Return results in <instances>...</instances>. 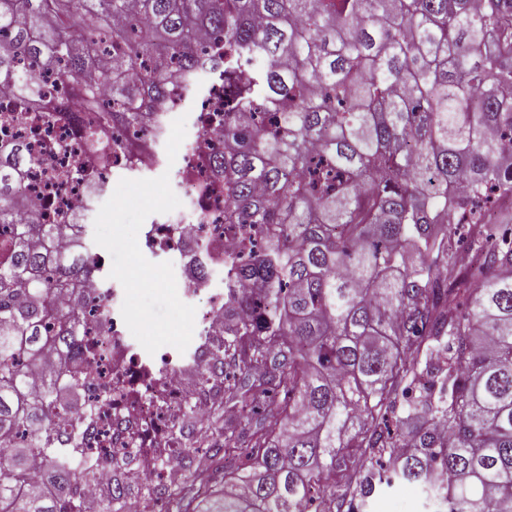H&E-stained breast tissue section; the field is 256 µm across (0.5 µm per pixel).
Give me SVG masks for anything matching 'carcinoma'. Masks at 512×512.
<instances>
[{"instance_id": "carcinoma-1", "label": "carcinoma", "mask_w": 512, "mask_h": 512, "mask_svg": "<svg viewBox=\"0 0 512 512\" xmlns=\"http://www.w3.org/2000/svg\"><path fill=\"white\" fill-rule=\"evenodd\" d=\"M173 66L196 96L224 76L225 221L261 234L224 269L234 327L200 385L240 371L242 410L280 400L247 440L218 427L207 476L139 499L359 512L398 482L429 512H512V234L486 217L512 209V0H0L6 121L46 110L53 75L97 114L103 164L105 128L164 111ZM32 162L0 141V512H83L95 407L57 394L111 352L80 328L102 270L86 224L22 218ZM127 499L114 481L102 512Z\"/></svg>"}]
</instances>
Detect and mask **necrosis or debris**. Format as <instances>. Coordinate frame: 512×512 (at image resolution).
<instances>
[{"label": "necrosis or debris", "mask_w": 512, "mask_h": 512, "mask_svg": "<svg viewBox=\"0 0 512 512\" xmlns=\"http://www.w3.org/2000/svg\"><path fill=\"white\" fill-rule=\"evenodd\" d=\"M224 98L223 83L200 99L203 120L176 167V185L184 200L182 208L157 215L144 233L146 247L156 255L174 260L179 267L180 300L190 302L205 296L206 306L195 313L199 343L224 338V291L213 287L206 276L223 270L225 262L240 257L246 243L239 225L224 221L223 195H199L198 187L215 182L213 159L222 153L221 122L216 118ZM92 114L76 111L73 101L52 96L46 113L25 125L0 124V140L24 142L34 158L19 185L20 193L48 224H70L76 207L85 195L79 176L95 173L100 182L111 179L112 169L132 166L140 172L155 170L160 164V135L153 122L131 127L111 123L107 135L121 145L111 168H98L86 141V126ZM72 170L74 179L53 180L54 170ZM124 294L112 290V314L100 319L89 313L82 327L87 335L107 333L112 340V359L105 367L88 364L93 384L86 395L100 403L103 424L92 435L91 451L111 455L113 468L99 471L95 480L84 482L86 496H101L104 487L125 476L138 483L154 477L170 481V471H156L155 459L182 462L183 452L172 443L168 430L184 414L190 390L197 386L208 353H185L179 357L154 358L138 350L129 340L122 315Z\"/></svg>", "instance_id": "necrosis-or-debris-1"}]
</instances>
